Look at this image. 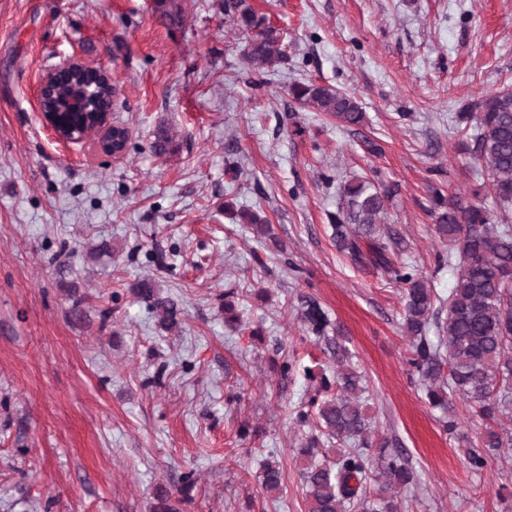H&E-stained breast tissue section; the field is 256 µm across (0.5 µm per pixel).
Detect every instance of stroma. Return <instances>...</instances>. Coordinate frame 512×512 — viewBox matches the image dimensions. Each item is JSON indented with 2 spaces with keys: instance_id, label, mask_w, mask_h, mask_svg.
Returning <instances> with one entry per match:
<instances>
[{
  "instance_id": "1",
  "label": "stroma",
  "mask_w": 512,
  "mask_h": 512,
  "mask_svg": "<svg viewBox=\"0 0 512 512\" xmlns=\"http://www.w3.org/2000/svg\"><path fill=\"white\" fill-rule=\"evenodd\" d=\"M181 4L173 23L154 0H0V512H152L188 471L180 512H306L292 417L314 393L304 367L336 366L303 338V294L418 474L403 512H512V447L470 469L481 423L458 399L460 432L445 431L408 362L399 287L340 254L329 220L342 179L391 188L405 259L447 295L429 189L485 191L456 115L512 88V0H252L288 46L274 72L244 62L219 0ZM70 56L109 69L125 155L42 124L40 81ZM307 80L353 93L367 125L299 105L288 87ZM161 122L175 154L151 149ZM248 209L283 249L240 223ZM144 281L178 301L179 325L158 324ZM271 448L284 482L269 495L256 472Z\"/></svg>"
}]
</instances>
